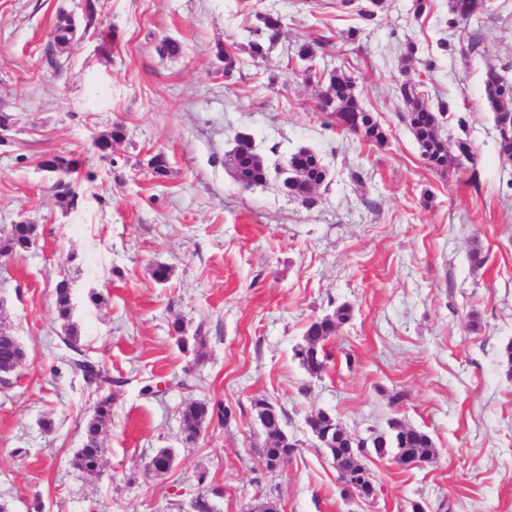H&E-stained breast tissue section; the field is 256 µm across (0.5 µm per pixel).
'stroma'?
I'll use <instances>...</instances> for the list:
<instances>
[{"instance_id":"1","label":"stroma","mask_w":512,"mask_h":512,"mask_svg":"<svg viewBox=\"0 0 512 512\" xmlns=\"http://www.w3.org/2000/svg\"><path fill=\"white\" fill-rule=\"evenodd\" d=\"M103 35L68 49L62 70L46 55L58 12L80 0H0V113L14 129L0 146V237L36 224L28 252L0 259V332L25 352L0 374V503L8 512H187L211 487L216 512H250L259 498L281 512H512V161L498 151L484 104L488 67L512 65V0H485L477 20L449 27V0H383L373 23L336 0H101ZM261 14L283 19L265 58L247 47ZM179 56L159 52L164 38ZM315 44L312 57L298 48ZM236 58L225 77L217 56ZM350 76L358 102L388 133L384 146L337 133L318 109L321 85ZM425 83L450 110L442 136L469 140L476 161L426 167L401 120L403 77ZM123 125L107 153L96 138ZM268 164L316 153L327 178L313 205L276 180L244 186L227 164L237 134ZM164 153L168 172L148 164ZM81 161L78 204L51 191L42 160ZM480 246L487 261L472 267ZM170 271L165 283L156 266ZM72 288L65 344L55 287ZM353 317L326 343L313 377L293 357L308 324L339 305ZM477 312L480 325L468 326ZM201 344H194V337ZM190 339L181 349L180 338ZM96 362L112 389L102 466L71 460L96 394L70 363ZM156 385L143 395V385ZM282 412L299 443L277 469L260 454L254 401ZM221 403L185 443L179 410ZM351 432L390 419L426 431L437 456L419 468L367 459L374 497L340 494L336 468L308 430L314 411ZM171 449L164 476L148 468Z\"/></svg>"}]
</instances>
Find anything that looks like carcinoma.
<instances>
[{
  "mask_svg": "<svg viewBox=\"0 0 512 512\" xmlns=\"http://www.w3.org/2000/svg\"><path fill=\"white\" fill-rule=\"evenodd\" d=\"M482 2L483 0H450L448 26L457 27L470 23V20L481 12ZM257 19L260 25L252 30L253 37L248 47L253 58L262 59L282 34V21L271 14L259 15ZM84 24L90 32L95 33L99 30V26L102 25L99 0H86ZM500 75V70L494 67L486 70L484 98L487 107L494 114L495 122L509 121V131L503 134L498 147L500 154L511 161L512 85L502 83ZM328 82L327 91L320 97L319 110L333 119L336 130L370 144L383 145L388 139V134L374 118L373 113L359 104L351 79L342 74H330ZM399 93L406 106L402 119L413 134L421 158L428 167L449 172L466 161L474 162L475 151L469 141L459 138L451 145L439 132L442 119L448 113L447 103L426 102L420 91V82L413 78H408L400 84ZM290 162L295 165L297 177L288 184L287 195L305 205L314 204L313 191L326 178V170L320 158L312 151L301 148L292 153ZM229 165L237 180L247 187L265 184L271 175L269 165L255 150L251 137L247 134L236 136ZM71 171L72 161L61 157L57 170L52 173L51 189L60 201L68 205L76 197V192L67 190L70 186L68 177ZM36 231L37 227L33 224L12 225L10 233L0 238V258L27 251L34 242ZM55 305L61 319L70 318L71 288L65 280L57 285ZM351 318V307L341 305L333 314L319 320L315 319L308 325L303 343L294 349V357L310 376L318 377L326 370L328 353L324 349V342L334 336ZM24 358L25 352L15 338L0 333V372L6 374L13 371ZM72 364L80 372L87 387L103 393L93 408L91 418L85 424L83 447L72 459V466L75 469L92 473L100 466L99 436L112 423V399L109 391L114 386L127 384V381L112 379V376L104 373L96 363L85 358L74 359ZM255 407L269 440L268 446L263 449L264 460L276 462L292 457L297 446L293 440L284 437L281 417H265V408L260 401L255 403ZM230 416V411L221 403L212 407L206 402L189 401L181 409L182 434L186 441L192 442L203 430L204 425L213 418L216 417L219 422L224 423ZM306 424L313 433H329V444L326 449L336 470L354 475L365 469L361 462L364 454L359 452L362 438L342 427L336 417L317 410L308 415ZM389 427L394 432V439L377 437L370 443V447L376 449V455L380 456L391 448L397 454L410 456L424 464L434 459L435 445L427 433L396 420L389 422ZM171 456L170 449H158L150 459V470L156 475H165L169 471Z\"/></svg>",
  "mask_w": 512,
  "mask_h": 512,
  "instance_id": "obj_1",
  "label": "carcinoma"
}]
</instances>
